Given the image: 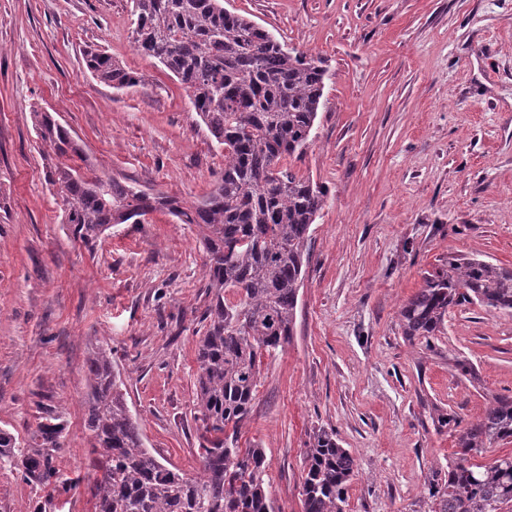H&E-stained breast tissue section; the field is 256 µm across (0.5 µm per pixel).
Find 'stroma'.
<instances>
[{
    "mask_svg": "<svg viewBox=\"0 0 512 512\" xmlns=\"http://www.w3.org/2000/svg\"><path fill=\"white\" fill-rule=\"evenodd\" d=\"M327 69L311 143L293 165L324 186L294 336L265 360L239 445L264 449L281 512H302L306 444L336 434L355 458L347 512H431L432 471L456 449L439 414L478 420L512 397V315L453 307L434 350L398 311L451 257L512 266V0H224ZM130 0H0V429L40 411L65 430L62 487L0 466V512H93L84 468L86 360L112 349L146 446L199 472L200 315L210 301L197 229L159 209L95 246L61 221L32 124L40 106L97 172L191 198L224 171L183 85L131 42ZM100 49L136 72L116 90ZM476 370L466 380L455 361ZM86 65L91 74L100 83L114 89H122L136 85L139 80L134 73L126 70L112 56L104 51L91 50L85 55Z\"/></svg>",
    "mask_w": 512,
    "mask_h": 512,
    "instance_id": "1",
    "label": "stroma"
}]
</instances>
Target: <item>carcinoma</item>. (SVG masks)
Masks as SVG:
<instances>
[{
  "instance_id": "1",
  "label": "carcinoma",
  "mask_w": 512,
  "mask_h": 512,
  "mask_svg": "<svg viewBox=\"0 0 512 512\" xmlns=\"http://www.w3.org/2000/svg\"><path fill=\"white\" fill-rule=\"evenodd\" d=\"M135 49L156 59L189 93L213 140L224 147V174L191 200L137 190L93 169L64 163L83 150L50 112L32 108L43 147L46 182L60 200L62 223L86 244L114 224H140L165 208L199 228L212 298L197 355L200 475L188 477L145 448L130 413L112 352L88 358L84 427L93 512H279L262 448H240L238 435L256 400L264 359L291 342L310 227L326 190L284 160L306 150L323 98L327 70L315 55L287 48L224 0H131ZM86 65L99 82L131 87L138 77L104 51ZM462 302L512 313V266L452 257L425 273L398 312L403 336L425 348L443 334L448 310ZM457 429L448 479L428 478L431 512H507L512 507V454L479 460L512 439V398L493 397L483 415ZM63 425L48 412L25 442L57 448ZM37 487L59 483L48 454L32 457L0 430V463ZM355 459L336 434L313 432L304 453L303 512H346Z\"/></svg>"
}]
</instances>
